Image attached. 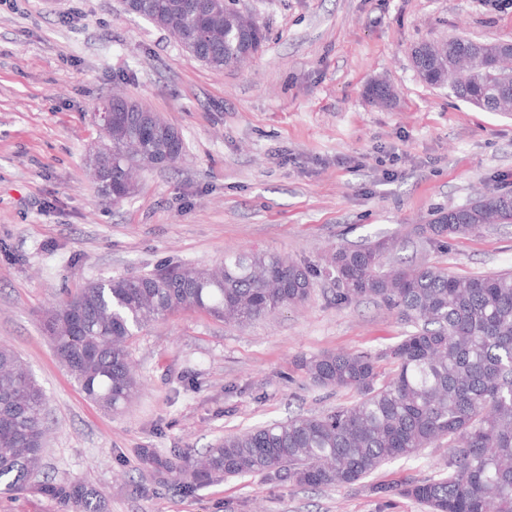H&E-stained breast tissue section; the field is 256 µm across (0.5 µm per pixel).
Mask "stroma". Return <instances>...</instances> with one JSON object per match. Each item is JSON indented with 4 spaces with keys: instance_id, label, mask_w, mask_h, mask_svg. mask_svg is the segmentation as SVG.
Instances as JSON below:
<instances>
[{
    "instance_id": "35a3bbf8",
    "label": "stroma",
    "mask_w": 512,
    "mask_h": 512,
    "mask_svg": "<svg viewBox=\"0 0 512 512\" xmlns=\"http://www.w3.org/2000/svg\"><path fill=\"white\" fill-rule=\"evenodd\" d=\"M267 29L250 62L216 71L120 0H0V342L48 398L43 462L103 491L108 512H427L359 487L240 476L185 495L154 482L140 448L199 457L224 436L351 404L301 359L371 355L382 376L408 324L371 299L340 301L337 247L382 236L397 266L512 273V224L426 244L419 225L483 186L512 191V116L419 78L414 46L459 35L512 42V0H241ZM385 81L392 105L366 94ZM124 92L178 129L184 156L137 173L120 202L88 171L93 114ZM259 250L306 266L300 304L244 325L180 312L129 344L141 383L122 410L88 400L42 317L91 281ZM447 450L386 463L373 483L437 477Z\"/></svg>"
}]
</instances>
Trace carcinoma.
Listing matches in <instances>:
<instances>
[{"instance_id":"cac0c4a2","label":"carcinoma","mask_w":512,"mask_h":512,"mask_svg":"<svg viewBox=\"0 0 512 512\" xmlns=\"http://www.w3.org/2000/svg\"><path fill=\"white\" fill-rule=\"evenodd\" d=\"M140 15L197 41L208 67L221 70L266 40L262 27L211 0L204 11L191 0H140ZM434 50L448 63L429 65L430 84L466 102L485 98L483 110L501 112L500 76L484 66L487 54L461 59L453 45ZM115 202L135 190L136 167H170L182 159L180 132L155 112H124L112 121ZM488 224H512V198L498 192L450 207L419 234L430 245L475 235ZM396 242L380 238L340 247L330 265L342 300L372 298L414 331L390 350L395 369L380 380L376 361L362 353L329 352L302 362L309 378L358 395L351 405L302 415L231 435L191 462L180 453L138 449L145 470L160 485L183 494L228 477L263 475L300 487L363 486L380 498L414 499L429 512H512V273L457 277L428 266L386 267ZM312 283L307 267L279 255L243 251L218 266L177 264L153 274L92 281L80 289V322L69 300L54 304L44 331L85 396L109 411L123 408L138 382L127 343L165 315L193 309L242 325L304 301ZM46 394L28 367L0 345V488L53 502L57 512H107L103 494L87 481L43 473L48 417ZM436 442L448 454L443 472L400 484H362L387 461L410 457Z\"/></svg>"}]
</instances>
